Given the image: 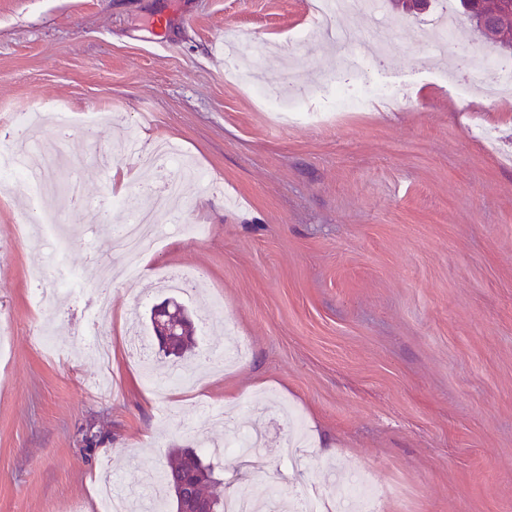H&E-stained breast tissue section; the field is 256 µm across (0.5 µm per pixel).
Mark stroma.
Listing matches in <instances>:
<instances>
[{"instance_id": "stroma-1", "label": "stroma", "mask_w": 512, "mask_h": 512, "mask_svg": "<svg viewBox=\"0 0 512 512\" xmlns=\"http://www.w3.org/2000/svg\"><path fill=\"white\" fill-rule=\"evenodd\" d=\"M311 0H0V137L18 112L61 107L71 127L42 130L76 165L83 201L62 230L82 269L122 263L107 225L144 206L137 184L176 175L125 156L100 169L130 135L163 139L206 171L184 177L178 214L159 213L140 276L32 305L33 272L49 265L39 233L20 237L22 185L0 188V512H100L104 478L146 499L148 474L171 449L200 450L225 494L267 499L262 469L280 473L281 501L320 492L335 505L357 476L390 489L380 512H512V100L467 95L444 75L457 44L426 48L441 6L407 16L396 45L373 40L391 19L361 15L356 43L339 50L300 41ZM233 41L252 81L302 94L310 120L287 123L229 75ZM361 55L376 80L404 89L396 108L337 112L342 58ZM105 112L95 134L84 119ZM498 126V150L465 129ZM202 224L205 238L181 232ZM200 269L176 295L195 324L192 387L148 391L133 350L147 312L169 290L158 271ZM111 310L100 329L118 346L107 391L84 342L88 311ZM247 357L214 366L231 337ZM270 390L304 423L299 442L266 410ZM234 396L225 404V396ZM229 416L204 423L201 409ZM259 429L262 468L224 455L225 440ZM94 443H87V436ZM297 454H290L291 444Z\"/></svg>"}]
</instances>
